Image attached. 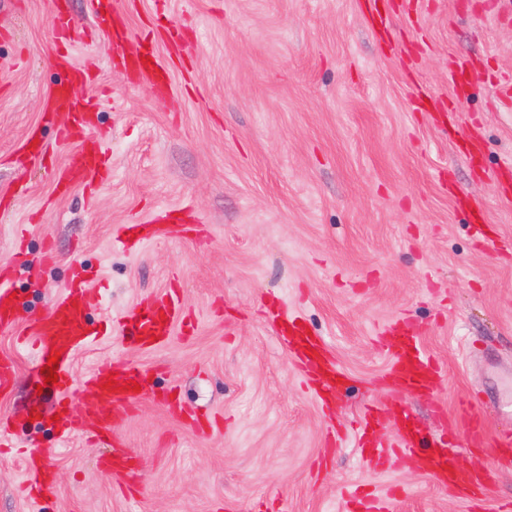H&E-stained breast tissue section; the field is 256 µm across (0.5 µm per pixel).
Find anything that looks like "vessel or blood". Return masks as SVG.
I'll list each match as a JSON object with an SVG mask.
<instances>
[{"label": "vessel or blood", "instance_id": "vessel-or-blood-1", "mask_svg": "<svg viewBox=\"0 0 512 512\" xmlns=\"http://www.w3.org/2000/svg\"><path fill=\"white\" fill-rule=\"evenodd\" d=\"M85 11L92 25L113 36V53L115 56L130 61L139 70L142 83H157L156 65L147 64L151 50L146 44L132 46L130 39L124 35H115L113 24L114 10L108 0H85ZM72 24L64 23L55 29V41L63 51L53 59L55 70L60 79L51 90L46 111L49 118L64 117L60 136L66 141L79 142L80 147L72 151L64 165L55 172L58 194H66L77 183L92 184L102 175V162L98 152L82 146L88 129L92 126V115L88 113L87 98L76 95L79 87H89L94 78L90 71L77 61L72 51L74 35ZM37 129H30L21 142V151L27 161L42 164L46 161L44 145L38 144ZM167 224H142L133 229L120 228L112 239L113 245H125L129 239H136L145 244L155 237L170 232ZM10 273L0 272V330L9 329L19 307L18 299L13 298ZM182 306L176 292H168L139 310L131 324L133 336L145 349H154L166 343L174 328L181 324ZM277 330L285 341L294 344L300 359L312 376L326 384H343L346 380L335 364L323 355L318 337L309 332L306 325L296 316L281 314ZM391 339L386 348L391 354V364L387 376L395 389L410 390L416 393H429L436 384L438 371L432 359L422 350L417 342L419 328L407 320L396 321L387 326ZM96 333L87 327V302L84 286L71 283L64 286L55 297L48 311L36 318L29 326L23 344L31 346L37 357L38 369L35 373L36 384H43L46 374L45 366L50 357H58V383L54 388L57 395L56 412L58 423L65 430L89 429L92 439L97 443L111 440L112 407L116 404L131 405L140 395L128 390L132 381H140L141 374L135 365L120 366L109 361L99 363L89 374L85 388V410L83 415H74L71 400L67 394L69 387L68 369L75 355L96 343ZM116 381L118 391L107 388V381ZM363 447L366 457L378 462L389 455L406 453L417 456L422 470L438 476L446 482L459 478L453 456L444 443L434 440L425 441L424 437L410 431L404 424L394 426L392 437H384L381 432L373 431L366 435ZM28 469L41 473V480L35 489L36 494L45 495L55 490V479L51 467L44 455L30 456ZM348 501L353 502L352 512H390L388 500L375 494L357 497L348 493Z\"/></svg>", "mask_w": 512, "mask_h": 512}]
</instances>
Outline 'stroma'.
<instances>
[{
	"mask_svg": "<svg viewBox=\"0 0 512 512\" xmlns=\"http://www.w3.org/2000/svg\"><path fill=\"white\" fill-rule=\"evenodd\" d=\"M131 41L149 40L170 91L154 95L83 16L82 0H0V266L15 243L53 258L14 280L23 300L0 331L15 365L0 392V512H344L347 488L402 489L392 512H469L470 501L406 458L362 467L352 427L371 400L397 401L456 464L482 463V497L512 501L504 449L468 448L460 403L478 393L490 435L512 430V0H117ZM76 25L75 57L98 75L94 139L112 168L57 195L74 150L42 114L58 75L52 30ZM41 127L51 167L18 145ZM26 185L23 196L12 189ZM480 207L482 222L456 202ZM174 212L177 234L113 248L120 226ZM82 271L103 327L71 365L74 410L99 362L132 363L144 397L112 408L132 478L96 467L83 431L61 437L54 397L16 344ZM178 289L186 327L141 348L126 317ZM300 313L347 382L324 405L273 311ZM409 318L440 367L424 396L391 393L384 327ZM45 454L57 492H22L24 453Z\"/></svg>",
	"mask_w": 512,
	"mask_h": 512,
	"instance_id": "35a3bbf8",
	"label": "stroma"
}]
</instances>
